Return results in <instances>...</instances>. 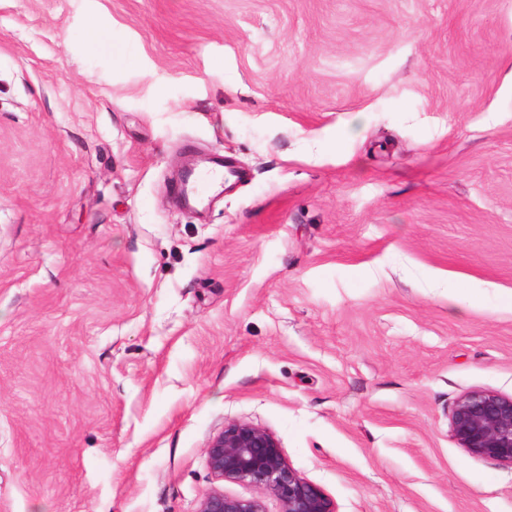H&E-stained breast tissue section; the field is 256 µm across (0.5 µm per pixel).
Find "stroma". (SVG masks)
Instances as JSON below:
<instances>
[{"label":"stroma","mask_w":512,"mask_h":512,"mask_svg":"<svg viewBox=\"0 0 512 512\" xmlns=\"http://www.w3.org/2000/svg\"><path fill=\"white\" fill-rule=\"evenodd\" d=\"M247 179L204 210L179 171ZM512 0H0V512H198L225 423L336 512H512ZM450 431L468 455L512 467V395L486 389L462 394L451 410Z\"/></svg>","instance_id":"1"}]
</instances>
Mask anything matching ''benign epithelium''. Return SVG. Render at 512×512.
Instances as JSON below:
<instances>
[{
  "label": "benign epithelium",
  "mask_w": 512,
  "mask_h": 512,
  "mask_svg": "<svg viewBox=\"0 0 512 512\" xmlns=\"http://www.w3.org/2000/svg\"><path fill=\"white\" fill-rule=\"evenodd\" d=\"M450 431L468 455L512 467V395L486 389L462 394L451 410ZM206 454L216 479L250 485L261 495L245 498L214 489L198 512H267V495L279 502L280 512H335L322 490L290 466L275 436L261 427L229 422Z\"/></svg>",
  "instance_id": "1"
}]
</instances>
